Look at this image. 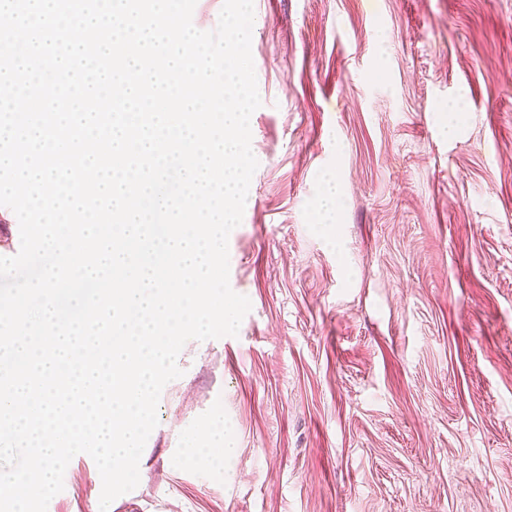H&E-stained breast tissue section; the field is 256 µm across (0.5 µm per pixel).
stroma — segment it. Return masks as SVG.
<instances>
[{
	"label": "stroma",
	"mask_w": 512,
	"mask_h": 512,
	"mask_svg": "<svg viewBox=\"0 0 512 512\" xmlns=\"http://www.w3.org/2000/svg\"><path fill=\"white\" fill-rule=\"evenodd\" d=\"M254 28L251 310L184 345L111 512H512V0H254ZM217 411L234 453L187 458ZM101 489L73 457L47 512Z\"/></svg>",
	"instance_id": "35a3bbf8"
}]
</instances>
